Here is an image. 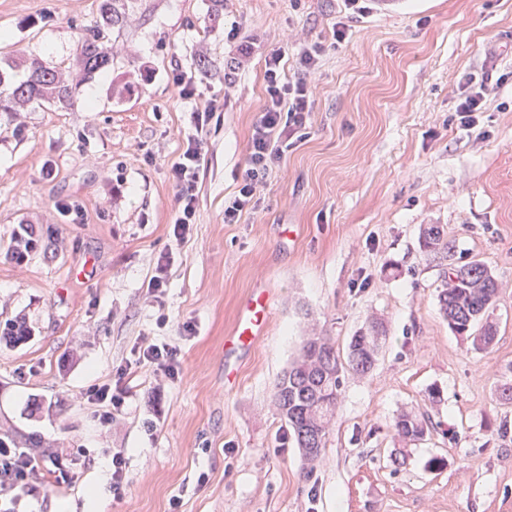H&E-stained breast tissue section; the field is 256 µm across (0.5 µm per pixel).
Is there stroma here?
Returning <instances> with one entry per match:
<instances>
[{
	"label": "stroma",
	"mask_w": 512,
	"mask_h": 512,
	"mask_svg": "<svg viewBox=\"0 0 512 512\" xmlns=\"http://www.w3.org/2000/svg\"><path fill=\"white\" fill-rule=\"evenodd\" d=\"M100 0H0V57L13 80L38 57L69 76L67 105L0 114V440L55 452L72 483L20 493L14 512H512V81L474 127L449 123L462 73L512 71V0H131L108 33L113 62L79 66ZM342 47L319 62L306 135L288 149L240 223L224 221L252 126L266 99L267 52L287 38ZM254 52L231 77L241 46ZM212 76L199 77L198 57ZM194 76L183 99L174 70ZM98 101L88 105L90 90ZM221 104L200 167L197 220L173 236L169 166L195 133L190 113ZM443 225L462 260L477 259L501 292L491 350L469 348L439 311L440 278L420 228ZM37 247L13 256L18 235ZM169 284L148 282L161 255ZM264 288L266 331L224 381V338L240 305ZM387 329L365 376H346L329 440L309 463L273 404L277 379L310 329L346 349L370 319ZM179 352L176 376L137 361L140 348ZM127 374L111 423L85 393ZM429 417L403 444L395 418ZM128 483L112 490V454ZM442 459L430 469L432 459Z\"/></svg>",
	"instance_id": "obj_1"
}]
</instances>
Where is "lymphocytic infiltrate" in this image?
<instances>
[{
  "label": "lymphocytic infiltrate",
  "mask_w": 512,
  "mask_h": 512,
  "mask_svg": "<svg viewBox=\"0 0 512 512\" xmlns=\"http://www.w3.org/2000/svg\"><path fill=\"white\" fill-rule=\"evenodd\" d=\"M323 43L297 45L296 77H287L282 66L284 54L275 50L265 57L264 84L266 101L254 123L248 140L246 167L236 195L224 205V221L239 223L251 201L264 187L272 168L279 165L293 137L305 129L313 108V81L318 63L325 53ZM495 81L494 74L467 73L458 82L459 103L453 115L462 127H470L474 113L483 111ZM215 103L194 109L191 118L196 133L188 137L178 158L169 167V177L177 194L173 235L177 242H185L196 222L200 163L203 155L202 134L216 115ZM46 454H33L10 447L0 441V497L18 490L37 493L45 480Z\"/></svg>",
  "instance_id": "1"
}]
</instances>
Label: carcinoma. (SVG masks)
Returning a JSON list of instances; mask_svg holds the SVG:
<instances>
[{"instance_id":"carcinoma-1","label":"carcinoma","mask_w":512,"mask_h":512,"mask_svg":"<svg viewBox=\"0 0 512 512\" xmlns=\"http://www.w3.org/2000/svg\"><path fill=\"white\" fill-rule=\"evenodd\" d=\"M130 0H102L100 21L82 38L80 65L89 75L112 61L106 39L107 30L127 18ZM26 80L4 86L0 71V112L36 102L61 103L68 95L62 73L45 61L33 57L26 60ZM420 249L428 263L438 268L442 288L438 294L440 311L448 328L478 351H486L495 342L497 329L490 320L498 301L500 288L491 270L479 260L460 263L454 259L453 245L441 224H425L419 235ZM369 331L352 336L346 357H340L332 337L315 334L307 337L298 357L274 385L273 402L300 448L316 449L308 460L321 459L341 397L345 373L365 375L370 372L386 334L383 323L373 319L366 324ZM398 437L415 442L424 437L426 428L418 416L404 412L394 424Z\"/></svg>"}]
</instances>
